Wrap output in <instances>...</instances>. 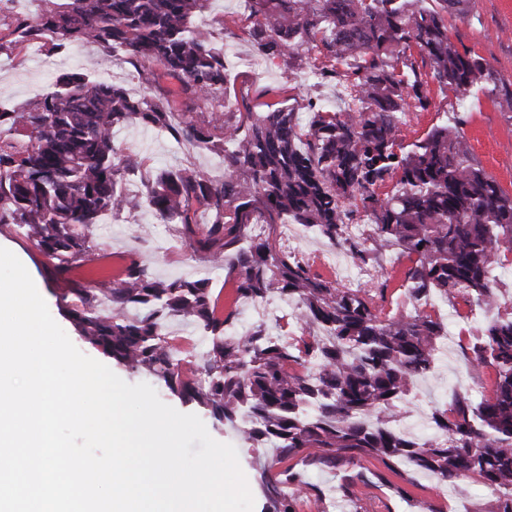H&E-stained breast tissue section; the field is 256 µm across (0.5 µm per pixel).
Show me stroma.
I'll list each match as a JSON object with an SVG mask.
<instances>
[{
  "label": "stroma",
  "mask_w": 512,
  "mask_h": 512,
  "mask_svg": "<svg viewBox=\"0 0 512 512\" xmlns=\"http://www.w3.org/2000/svg\"><path fill=\"white\" fill-rule=\"evenodd\" d=\"M216 15L224 19L223 28L215 32L217 40L236 62L224 94L226 111H239L246 100L277 102L289 95L294 96L296 110L304 120L309 117L307 103L311 100L335 105L341 111L353 107V95L344 80L314 78L316 51L301 48L290 60L261 56L243 32L247 20L240 0H213L210 11L204 12L200 20L207 24ZM449 31L458 47L475 50L492 67L512 79V0H472L468 19L453 20ZM73 67L123 85L132 94L145 93L130 63L104 64L95 47L75 45L66 53L52 54L44 50L36 52L28 46L0 54V104L10 107L36 97L52 75ZM428 90L435 109L410 114L409 136L422 135L435 123L437 113H460L464 119L462 130L476 158L504 190L512 193V120L481 93L463 97L434 82ZM115 140L122 153L140 165L139 171L127 180L135 191L141 189L145 177L165 166L184 164L211 175L221 172V161L213 153L176 144L137 125L119 130ZM95 240L107 258L87 263L80 271L84 279L100 278L109 267L119 266L122 258L135 255L157 277L206 274L214 291L227 298L232 295L230 285L225 282V272L211 269L185 245L176 225L158 222L148 210H126L107 216L97 225ZM0 242L23 258L49 311H56V283L45 269L44 258L34 243L10 224H0ZM300 249L313 260L314 272L330 279L336 278L352 262L347 254L331 250L314 237L301 238ZM406 265V259L389 248L384 251L380 265L374 268L375 279L389 282L385 301L388 310L408 308L401 287ZM292 310V302L279 297L261 307L243 304L239 307L236 328L245 332L261 325L275 335L296 336L300 333L297 326L284 327L279 323L280 317ZM481 324L478 316L458 322L452 347L447 354L438 355L434 372L418 385L409 407L418 419H426L433 407L448 402L456 386H471L484 392L490 389L489 373L480 374L469 368L464 355L465 344ZM208 432L215 440L235 446L254 497V512H269L260 475L264 465L270 462L273 449L248 447L224 426H209ZM294 465L308 474L309 500L300 512H416L413 502L417 499L425 501L432 512H491L494 503L493 496L473 480H463L447 488L431 475L405 467L399 474L388 473L371 458L363 459L357 466L340 459L335 467H317L299 458Z\"/></svg>",
  "instance_id": "1"
}]
</instances>
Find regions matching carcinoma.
I'll use <instances>...</instances> for the list:
<instances>
[{
  "label": "carcinoma",
  "instance_id": "obj_1",
  "mask_svg": "<svg viewBox=\"0 0 512 512\" xmlns=\"http://www.w3.org/2000/svg\"><path fill=\"white\" fill-rule=\"evenodd\" d=\"M0 34V52L50 39L49 50L95 47L120 54L167 108L79 68L52 76L50 90L0 106V224L32 240L57 280L58 307L91 347L132 373L152 377L253 448H273L262 472L273 512H298L308 490L297 457L336 466L366 457L389 471L408 461L440 484L473 479L512 512V312L487 321L467 347L476 370H493L479 399L457 390L432 409L438 436L419 442L388 425L417 381L435 367L446 324L424 310L433 294L492 306V271L512 254V195L475 157L458 121L443 116L405 141L411 112H428L429 80L465 96L480 91L512 120V81L471 49L459 50L448 18L471 0H244L245 34L269 57L314 48L317 75L344 67L357 106L312 104L306 125L281 102L243 104L224 117V47L195 21L211 0H42ZM210 109L199 119L195 110ZM138 124L217 155L224 173L161 168L144 190L125 193L137 162L115 131ZM145 208L180 225L196 253L229 277L224 307L210 279H161L135 255L112 280L77 281L92 260L100 218ZM372 236L411 262L409 313H386L366 288H343L284 250L278 224L323 239L362 263L368 249L345 228L355 214ZM274 296L296 304L301 334L288 342L262 326L237 333L241 302ZM191 323L206 342L181 351L167 322Z\"/></svg>",
  "mask_w": 512,
  "mask_h": 512
}]
</instances>
